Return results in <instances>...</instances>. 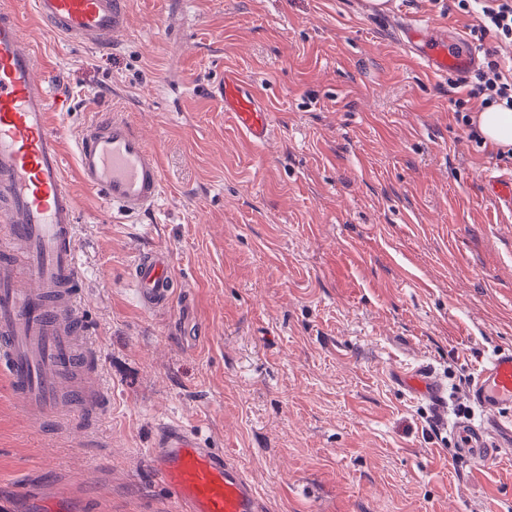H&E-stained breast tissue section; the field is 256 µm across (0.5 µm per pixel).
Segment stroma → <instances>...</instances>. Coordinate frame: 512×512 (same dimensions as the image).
I'll list each match as a JSON object with an SVG mask.
<instances>
[{"label": "stroma", "mask_w": 512, "mask_h": 512, "mask_svg": "<svg viewBox=\"0 0 512 512\" xmlns=\"http://www.w3.org/2000/svg\"><path fill=\"white\" fill-rule=\"evenodd\" d=\"M453 0H132L106 49L22 9V32L78 138L119 113L162 161L165 194L138 224L76 179L81 303L111 409L91 436L28 422L0 381V497L34 483L66 512H172L149 451L199 429L263 512H512V457L471 471L448 424L468 384L512 347V214L486 170L512 166L455 119L474 75L434 76L407 20L477 23ZM274 117L255 147L224 116V69ZM170 251L181 289L142 311L128 267ZM431 365L448 419L403 390Z\"/></svg>", "instance_id": "35a3bbf8"}]
</instances>
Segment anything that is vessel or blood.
Wrapping results in <instances>:
<instances>
[{
    "label": "vessel or blood",
    "instance_id": "b4317fda",
    "mask_svg": "<svg viewBox=\"0 0 512 512\" xmlns=\"http://www.w3.org/2000/svg\"><path fill=\"white\" fill-rule=\"evenodd\" d=\"M130 0H33L35 12L57 33L90 48L124 30ZM407 45L433 75L466 73L478 61L456 28L445 37L410 24ZM41 60L24 39L17 0H0V378L22 415L63 428L61 409L91 425L104 411L97 348L84 330L79 287L77 214L67 185L64 155L52 123L54 98L39 78ZM224 110L248 140L264 145L271 114L257 91L233 70L222 81ZM76 174L114 213L138 218L162 198L159 154L120 115L96 121L75 146ZM486 185L512 212V175L488 172ZM140 308L162 311L174 302L179 281L168 250L140 251L131 264ZM403 383L438 413L448 409V386L428 365ZM471 411L454 422L460 456L480 464L491 432L512 438V349H501L477 368L468 386ZM150 458L156 481L174 495L178 512H261L259 496L223 453L203 447L196 430L163 425Z\"/></svg>",
    "mask_w": 512,
    "mask_h": 512
}]
</instances>
